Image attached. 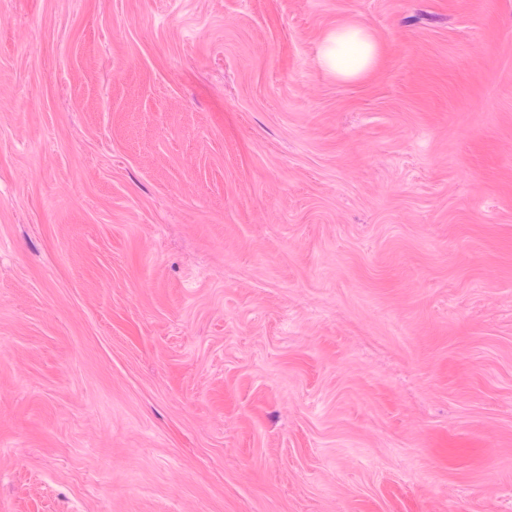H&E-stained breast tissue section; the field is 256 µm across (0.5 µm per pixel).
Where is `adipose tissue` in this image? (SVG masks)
Masks as SVG:
<instances>
[{"label": "adipose tissue", "mask_w": 512, "mask_h": 512, "mask_svg": "<svg viewBox=\"0 0 512 512\" xmlns=\"http://www.w3.org/2000/svg\"><path fill=\"white\" fill-rule=\"evenodd\" d=\"M372 51L369 35L363 29L347 26L327 36L320 63L337 78L351 79L368 66Z\"/></svg>", "instance_id": "obj_1"}]
</instances>
